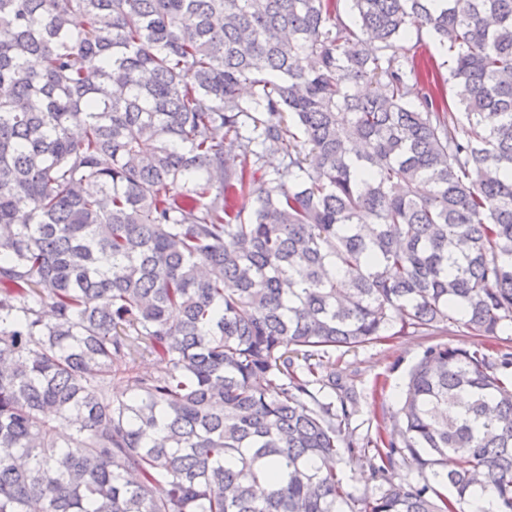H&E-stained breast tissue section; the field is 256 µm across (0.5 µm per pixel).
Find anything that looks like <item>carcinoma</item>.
Listing matches in <instances>:
<instances>
[{
    "label": "carcinoma",
    "instance_id": "carcinoma-1",
    "mask_svg": "<svg viewBox=\"0 0 512 512\" xmlns=\"http://www.w3.org/2000/svg\"><path fill=\"white\" fill-rule=\"evenodd\" d=\"M351 2L0 0V512H512L511 351L324 363L512 325V0ZM406 48L411 49L412 51H416V54L421 57L434 56L439 63L446 59V56H443V50L440 48L439 44L434 41L430 34H423V37L420 35L417 37V32L415 29H412L408 36V40L402 43ZM288 162V158L284 155L281 149L271 148L265 152L262 160V169L257 174V178H260L261 174H264L263 179H257L253 188H258L264 180L275 177L277 170H281L284 164ZM427 341L415 333L387 336L365 347L330 351L336 375L357 395L351 428L360 442L362 438L375 440L378 425L386 426L388 431L392 428L407 374L421 358ZM346 461L345 454L343 460L336 462V469L341 473L346 489L355 497L375 492L378 482L372 479L368 468L358 464H348Z\"/></svg>",
    "mask_w": 512,
    "mask_h": 512
}]
</instances>
